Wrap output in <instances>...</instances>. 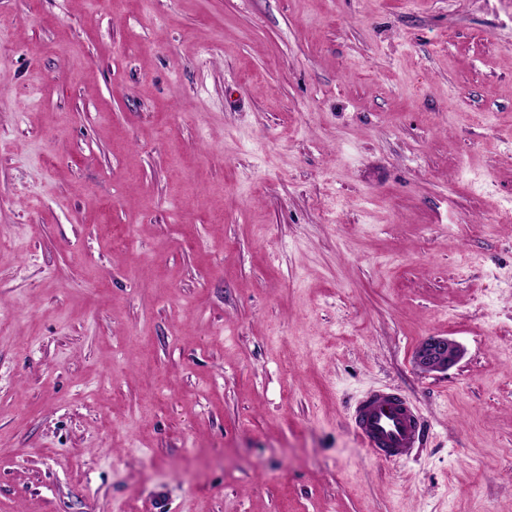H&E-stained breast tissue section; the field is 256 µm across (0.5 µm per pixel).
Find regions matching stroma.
Returning <instances> with one entry per match:
<instances>
[{
	"label": "stroma",
	"mask_w": 512,
	"mask_h": 512,
	"mask_svg": "<svg viewBox=\"0 0 512 512\" xmlns=\"http://www.w3.org/2000/svg\"><path fill=\"white\" fill-rule=\"evenodd\" d=\"M508 210L512 0H0V512H512ZM462 356L461 346L446 337H428L416 350L414 362L423 371L448 370ZM353 421L368 447L366 455L379 461L401 457L407 448L420 445L425 435L423 420L410 403L382 390L366 394L357 402Z\"/></svg>",
	"instance_id": "35a3bbf8"
}]
</instances>
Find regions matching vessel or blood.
Returning <instances> with one entry per match:
<instances>
[{"label":"vessel or blood","instance_id":"b4317fda","mask_svg":"<svg viewBox=\"0 0 512 512\" xmlns=\"http://www.w3.org/2000/svg\"><path fill=\"white\" fill-rule=\"evenodd\" d=\"M356 432L369 458L394 460L421 444L425 426L410 403L381 390L363 396L353 414Z\"/></svg>","mask_w":512,"mask_h":512}]
</instances>
